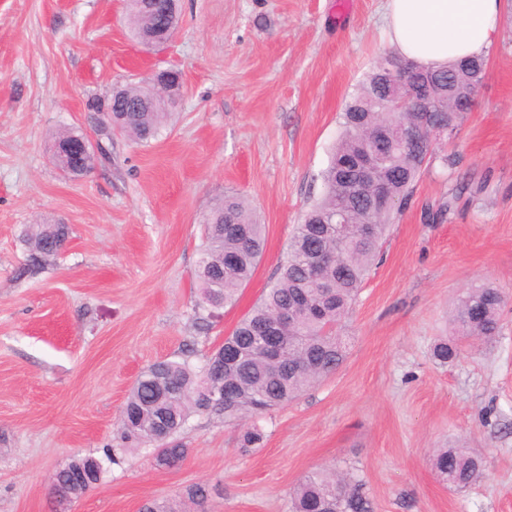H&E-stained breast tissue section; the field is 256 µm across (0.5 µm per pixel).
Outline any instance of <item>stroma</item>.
Returning <instances> with one entry per match:
<instances>
[{"instance_id": "obj_1", "label": "stroma", "mask_w": 512, "mask_h": 512, "mask_svg": "<svg viewBox=\"0 0 512 512\" xmlns=\"http://www.w3.org/2000/svg\"><path fill=\"white\" fill-rule=\"evenodd\" d=\"M175 40L133 39L125 0H0V512H55L52 473L105 460L71 512H140L194 484L205 512H290L308 472L352 474L375 512H512V302L492 339L442 366L452 315L471 287L512 293V0L484 51L485 78L457 133L391 224L344 320L340 368L241 428L191 415L189 454L156 467L149 447L114 445L140 373L203 364L276 277L340 133L339 114L382 56L386 0H180ZM182 74L177 104L149 143L112 135V159L61 176L48 144L90 130L88 104L155 69ZM455 165H444L442 156ZM265 224L264 256L234 305L198 304L201 223L225 194ZM63 221L55 264L22 277L30 224ZM465 442L484 477L452 491L434 448Z\"/></svg>"}]
</instances>
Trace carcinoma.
<instances>
[{"instance_id": "1", "label": "carcinoma", "mask_w": 512, "mask_h": 512, "mask_svg": "<svg viewBox=\"0 0 512 512\" xmlns=\"http://www.w3.org/2000/svg\"><path fill=\"white\" fill-rule=\"evenodd\" d=\"M153 12L142 0H127L129 28L135 38L149 31L161 32L179 25L178 0H156ZM413 83H423L440 124L458 127L467 95L483 83L485 59L472 56L436 68L414 64ZM381 74L375 68L346 103L341 114L342 132L322 173V195L296 225L288 252L278 268L276 282L238 322L217 350L195 369L187 360H163L143 371L131 388L118 418L116 435L125 447H153L155 463L172 467L185 460L188 448L179 439L190 414H205L226 422L261 417L301 396L321 378L335 372L345 357V343L338 336L342 319L355 304L367 273L379 255L388 224L406 207L415 183L436 155L426 132L408 144L402 131L411 119L390 103L381 91ZM180 85V73L170 75L164 91L151 84L127 85L112 98H95L89 105L102 132L116 128L135 141L156 138L166 125L168 100ZM112 109V114L105 109ZM389 133L386 155L378 180L394 206L377 211L368 196L354 190L357 165L373 147L380 130ZM370 233H359L361 225ZM204 244L198 262L200 304L219 310L232 303L264 254L265 225L239 196L226 195L203 220ZM69 239L66 224H32L24 242L27 263L18 276L32 274L55 262ZM508 295L501 289L480 285L458 303L453 322L464 339L496 335L499 314ZM294 310L284 327L280 312ZM278 327L283 336L279 358L266 354L262 329ZM462 352L457 343H439L434 356L442 364ZM224 391L222 404H211L208 393ZM262 429L252 424L239 439L241 448H256ZM432 465L450 489H463L483 476L482 459L458 445L439 448ZM209 490L193 485L181 500L156 499L141 512H186V503L202 507ZM292 512H374L363 483L353 477L337 478L313 472L293 489Z\"/></svg>"}]
</instances>
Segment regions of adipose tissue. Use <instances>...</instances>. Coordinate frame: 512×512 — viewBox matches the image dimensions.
Returning a JSON list of instances; mask_svg holds the SVG:
<instances>
[{
    "label": "adipose tissue",
    "mask_w": 512,
    "mask_h": 512,
    "mask_svg": "<svg viewBox=\"0 0 512 512\" xmlns=\"http://www.w3.org/2000/svg\"><path fill=\"white\" fill-rule=\"evenodd\" d=\"M501 0H387L386 35L403 56L438 67L485 50Z\"/></svg>",
    "instance_id": "obj_1"
}]
</instances>
